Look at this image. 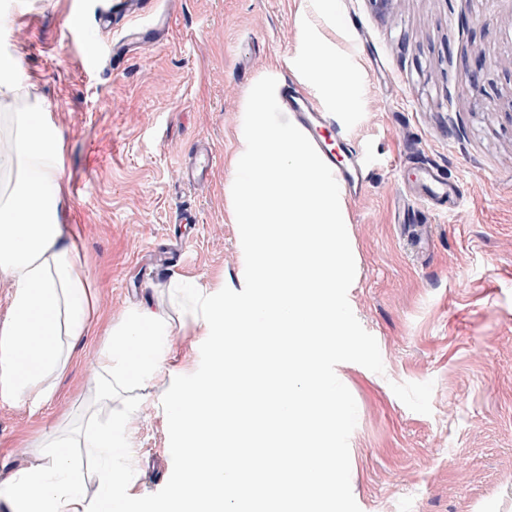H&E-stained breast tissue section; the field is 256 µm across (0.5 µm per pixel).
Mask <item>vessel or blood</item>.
I'll use <instances>...</instances> for the list:
<instances>
[{
  "mask_svg": "<svg viewBox=\"0 0 512 512\" xmlns=\"http://www.w3.org/2000/svg\"><path fill=\"white\" fill-rule=\"evenodd\" d=\"M149 2L114 0L111 8L100 11L99 24L118 33L112 47L113 54H125L127 45L132 43L150 47L160 41L159 32L146 28L142 21ZM279 100L289 120L302 130L332 170L340 189L349 195L358 193L368 167L367 161L359 153L347 151L341 130L329 119L321 103L310 93L288 85L281 87ZM216 163V150L203 147L185 166L183 178L190 184L210 181ZM410 200L452 211L459 207L461 197L440 168L425 165L414 169V190Z\"/></svg>",
  "mask_w": 512,
  "mask_h": 512,
  "instance_id": "obj_1",
  "label": "vessel or blood"
}]
</instances>
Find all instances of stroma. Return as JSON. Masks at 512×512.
<instances>
[{"label":"stroma","mask_w":512,"mask_h":512,"mask_svg":"<svg viewBox=\"0 0 512 512\" xmlns=\"http://www.w3.org/2000/svg\"><path fill=\"white\" fill-rule=\"evenodd\" d=\"M102 0H0V51L18 54L0 97V149L18 112H49L62 136V223L95 293L86 336L40 404L0 392V480L40 463L57 437L131 412L137 451L129 493L171 473L161 399L197 370L206 334L172 306L170 285L242 291L233 222L234 159L249 92L262 77L297 80L312 43L333 50L356 109L334 114L349 148L377 163L347 199L359 261L348 294L379 345L384 374L351 362L350 483L361 512H512V0H158L159 44L112 60ZM479 90H472V81ZM217 150L211 183L181 167L194 143ZM437 165L462 196L451 214L419 206L398 221L413 168ZM200 221L178 224V209ZM182 259L156 272L174 239ZM165 312L168 372L105 396L94 365L112 331L142 307Z\"/></svg>","instance_id":"35a3bbf8"}]
</instances>
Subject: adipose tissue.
I'll return each mask as SVG.
<instances>
[{
	"label": "adipose tissue",
	"mask_w": 512,
	"mask_h": 512,
	"mask_svg": "<svg viewBox=\"0 0 512 512\" xmlns=\"http://www.w3.org/2000/svg\"><path fill=\"white\" fill-rule=\"evenodd\" d=\"M300 69L338 107L350 87L337 80L338 63L314 47ZM61 138L45 112H25L15 123L8 159L22 186L0 197V275L12 283L11 319L0 328V389L39 404L52 393L49 375L70 357L64 341H75L90 324L88 276L74 255L72 233L57 220ZM171 352L166 318L137 311L117 332L95 369L120 387L147 388L162 373ZM130 417L84 434V446L97 466V493L86 499L74 472L68 442L52 443L43 464L18 470L0 485V501L11 512H126L131 476Z\"/></svg>",
	"instance_id": "adipose-tissue-1"
}]
</instances>
